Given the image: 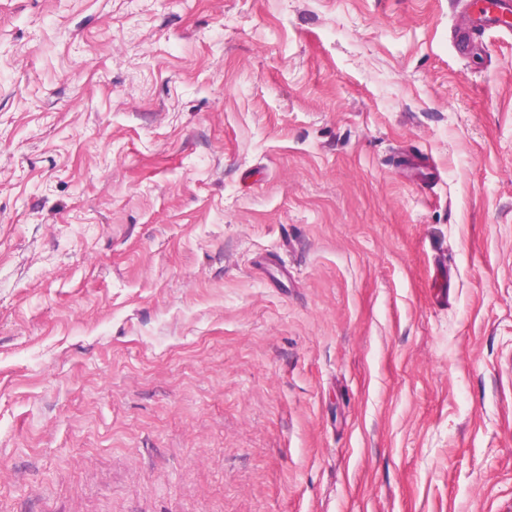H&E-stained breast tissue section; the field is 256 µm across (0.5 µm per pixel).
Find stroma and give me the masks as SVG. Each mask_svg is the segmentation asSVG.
I'll return each mask as SVG.
<instances>
[{"label":"stroma","mask_w":512,"mask_h":512,"mask_svg":"<svg viewBox=\"0 0 512 512\" xmlns=\"http://www.w3.org/2000/svg\"><path fill=\"white\" fill-rule=\"evenodd\" d=\"M471 2L0 0V512H512Z\"/></svg>","instance_id":"1"}]
</instances>
